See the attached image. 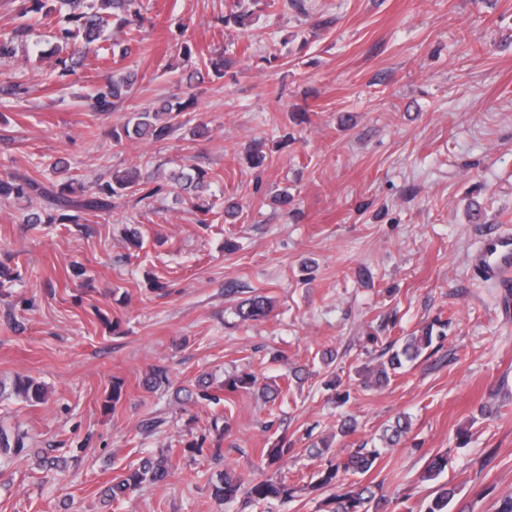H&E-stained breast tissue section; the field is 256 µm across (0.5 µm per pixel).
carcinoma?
<instances>
[{
  "instance_id": "1",
  "label": "carcinoma",
  "mask_w": 512,
  "mask_h": 512,
  "mask_svg": "<svg viewBox=\"0 0 512 512\" xmlns=\"http://www.w3.org/2000/svg\"><path fill=\"white\" fill-rule=\"evenodd\" d=\"M59 7L54 13L56 25L59 27L63 42L69 44L81 43L86 47H95L100 51L104 46L99 44L103 40L104 32L110 25H115V32L123 39L112 43V47L121 48L126 54L130 50L129 43L137 41L142 27L141 5L139 0H58ZM138 76L128 72L112 77V81L93 96L89 109L92 112H110L114 105L127 99L134 90ZM194 103L190 96L184 102L173 104L166 101L153 110L134 113L130 123L122 131L112 132V139L120 143L127 139H149L162 141L168 139L172 131L179 124V117L187 107ZM168 180L180 184L188 189H207L208 173L191 165H180L171 171ZM79 180L68 176L57 185L47 188L38 179L27 174H12L0 177V199L30 198L36 194L46 203L44 211L46 216L36 214L32 216L35 224H78L82 220L81 213L89 210L107 211L112 207L115 198H132L141 203L149 200L163 190L164 184L160 177L148 172L141 166H133L123 171L112 173V179L96 183L95 190L88 195L74 197V185ZM272 311L271 299L257 292L245 303L240 305L237 314L244 322L260 321L269 316ZM433 329H428L421 336H403L401 342H392L377 356V364L361 369L362 384L366 389L382 388L391 380V377L403 370L407 364L416 361L424 350L431 347L434 341ZM261 389L265 398L274 401L284 395L281 387L271 388L261 382L253 372H234L224 377L223 384L210 389L208 385H199L195 398L219 404L224 401L232 402V397L240 391L247 389ZM15 395L29 402H42L45 399L43 387L32 380H18L12 386ZM212 430L217 438L213 447L204 449V442L194 441L188 443L183 452L191 455L207 453L215 461L223 458L221 439L229 431V417L222 410L212 414ZM28 450V433L20 426L0 425V456L11 458ZM293 452V443L288 437L282 436L277 446L267 450L259 449L258 459L269 461L288 457ZM381 453L373 448L369 449L360 444L346 454H338L326 460V465L320 472L318 484L328 486L336 483L339 474L365 475L375 468ZM171 473V460L165 456L157 458L145 457L139 465L130 469L116 479L108 488L112 499L124 497L144 482L161 484L167 481ZM382 490L380 485L356 483L352 489L341 494H335L330 499L332 505L329 512H370L372 501L387 502L386 495L380 496L375 491ZM295 488L284 481L271 478L260 479L252 477L241 479L231 472H224V479L214 486V497L230 502L238 496H245L250 502L260 504L269 499L290 500L293 498ZM455 495V489L443 484L438 487L436 495L426 506L425 512H448V504Z\"/></svg>"
}]
</instances>
